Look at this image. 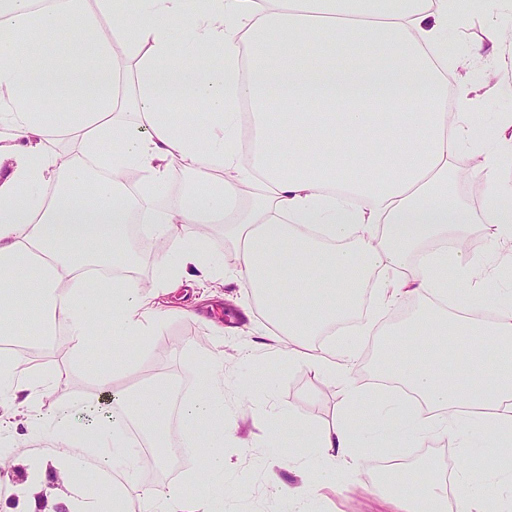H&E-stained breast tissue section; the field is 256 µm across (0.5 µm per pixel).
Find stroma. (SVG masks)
Here are the masks:
<instances>
[{
  "label": "stroma",
  "instance_id": "35a3bbf8",
  "mask_svg": "<svg viewBox=\"0 0 512 512\" xmlns=\"http://www.w3.org/2000/svg\"><path fill=\"white\" fill-rule=\"evenodd\" d=\"M471 164L472 156L468 153L449 160L448 189L461 206L477 214L484 206L487 187L472 177ZM212 182L207 173L176 164L169 171L165 190L153 197L152 202L155 206L166 207L189 196L193 188ZM218 291L217 297L198 306L180 291L163 297L161 305L166 315L158 322L147 344L138 350L136 372L116 377L115 387H134L144 377L162 369L177 385L196 391L200 356L213 350L215 345H222L226 359V419L239 425L241 434L250 435L252 442L248 448L230 442L224 449L225 457L233 464L224 474V512H289L287 498L274 492L278 486L299 490L306 512H393L387 495L378 491L367 477L344 471L331 474L326 472L321 460L312 459L308 462L309 468L323 473L324 481L307 484L299 476L294 462L283 457L282 450L288 441L273 437L265 427L266 421L292 409L316 425L332 422L343 402L341 389L304 366L288 369L272 359H240V352L251 341V331L265 326L262 311L255 304L246 309L237 306V299L246 294L239 282L220 285ZM422 307V302L410 298L379 313L373 334L364 337L358 345L353 371L358 384L372 393L380 392L381 386L375 381L379 373L376 351L386 339L390 321L398 313L413 315ZM213 320L227 326L223 337L213 335L209 327ZM37 363L46 371L62 366L69 373L67 382L41 394L39 405L43 415H50L76 394L87 401L95 400L97 387L91 374L73 362L68 352L38 358ZM266 376L276 379L275 390L269 397L262 388V379ZM471 457V449L461 447L458 440L450 436L437 438L423 448L380 445L365 451L368 465L401 459L407 463V475L413 477L419 476L426 467L434 475L447 474L449 462L458 463ZM195 465L196 457L188 451L175 467H156L142 459L133 480L146 487L179 483Z\"/></svg>",
  "mask_w": 512,
  "mask_h": 512
}]
</instances>
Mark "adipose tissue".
Wrapping results in <instances>:
<instances>
[{"label":"adipose tissue","instance_id":"ef3b65f1","mask_svg":"<svg viewBox=\"0 0 512 512\" xmlns=\"http://www.w3.org/2000/svg\"><path fill=\"white\" fill-rule=\"evenodd\" d=\"M90 1L95 10H87ZM107 15L115 23L109 36L99 28ZM484 16L490 56L512 54L504 24L512 0H485ZM467 19L461 0H50L45 7L0 0V24L32 37L59 30L73 51L70 63L56 65L0 37V335H12L22 305L37 314L40 335L64 326L81 361L104 317L114 338L142 344L161 317L154 288H176L190 267L203 279L223 271L202 239L177 235L178 225L220 223L236 247L234 273L270 323L242 358L306 366L343 392L333 425L311 427L296 411L270 422L297 443L302 477L310 456L332 470L365 471L360 451L373 441L418 448L436 436L475 434L491 452L511 454L512 292L484 290L493 270L465 248L472 217L448 193V161L474 149L481 99L505 87L500 79L478 88L462 79L449 90L448 37ZM180 20L195 55L190 65L173 47ZM214 51L222 68L209 64ZM54 96L71 102L63 115L44 107ZM187 100L202 119L174 121L168 104ZM130 104L140 119L133 126L120 121ZM63 136L79 142L82 159L60 158L54 145ZM483 155L472 172L488 187L483 221L512 247V209L501 204L512 182L497 176L501 159L512 156V135L497 130ZM176 162L222 174L221 188L153 207ZM127 167L144 173L134 200L116 179ZM133 209L171 242L158 260L161 275L151 287L113 279L111 295L101 297L89 270L121 251ZM370 285L380 310L410 296L442 301L393 330V356L382 363L387 378L416 395V408L375 401L352 376L353 342L325 340ZM482 309L493 320L480 318ZM203 362L195 395L181 405L182 445L198 451L199 493L128 483L127 512H224V446L248 440L224 425L223 352ZM66 379L65 369L47 374L20 352L0 362V396L22 410L0 414V435H15L23 420L54 450L28 473L19 512L54 472L64 485L57 503L96 512L111 490L96 484L92 496L80 495L75 449L88 445L104 465L129 466V424L154 446L167 436V378L121 390L100 373V404L82 403L79 417L63 406L38 419L42 391ZM368 405L372 433L358 417ZM394 479L395 512H487L500 481L493 473L473 488L468 466H460L452 498L432 479L416 492L404 471Z\"/></svg>","mask_w":512,"mask_h":512}]
</instances>
